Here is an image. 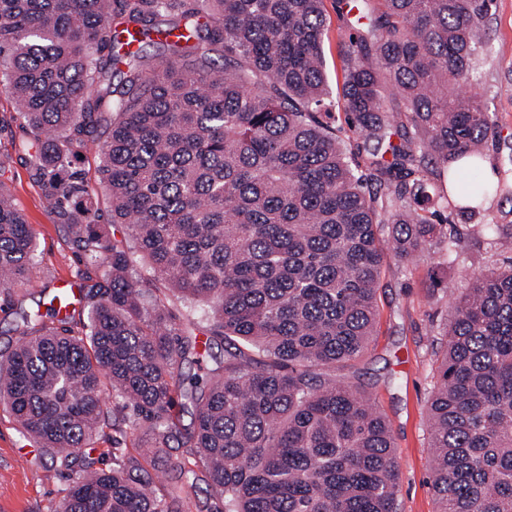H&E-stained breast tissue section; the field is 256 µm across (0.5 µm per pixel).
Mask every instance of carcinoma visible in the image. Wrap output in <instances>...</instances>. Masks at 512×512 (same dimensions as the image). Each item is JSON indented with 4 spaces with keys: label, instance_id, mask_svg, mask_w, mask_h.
I'll return each mask as SVG.
<instances>
[{
    "label": "carcinoma",
    "instance_id": "obj_1",
    "mask_svg": "<svg viewBox=\"0 0 512 512\" xmlns=\"http://www.w3.org/2000/svg\"><path fill=\"white\" fill-rule=\"evenodd\" d=\"M361 2L368 24L345 51L339 102L374 144L364 170L318 116L330 106L324 0H0V91L33 134L35 174L75 253L98 270L81 287L82 335L37 313L0 358V404L25 437L73 454L106 424L110 395L146 424L154 461L179 400L197 407L185 484L160 495L116 457L85 466L57 512H183L199 462L220 512H397L386 417L324 370L369 346L379 226L401 259L438 243L451 254L460 239L440 209L474 218L512 189V168L480 176L492 114L456 92L478 81L491 0ZM148 41L162 47L152 65ZM91 147L97 189L76 166ZM101 192L127 238L99 223ZM36 251L0 189L1 290L27 280ZM203 320L204 352L216 338L235 351L224 373L186 378ZM445 336L428 399L439 512H512L511 264L457 296Z\"/></svg>",
    "mask_w": 512,
    "mask_h": 512
}]
</instances>
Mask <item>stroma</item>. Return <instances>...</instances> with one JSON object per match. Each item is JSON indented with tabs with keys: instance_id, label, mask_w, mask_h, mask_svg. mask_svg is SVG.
Instances as JSON below:
<instances>
[{
	"instance_id": "1",
	"label": "stroma",
	"mask_w": 512,
	"mask_h": 512,
	"mask_svg": "<svg viewBox=\"0 0 512 512\" xmlns=\"http://www.w3.org/2000/svg\"><path fill=\"white\" fill-rule=\"evenodd\" d=\"M356 0H324L327 33L323 51L329 87L343 81V54L354 33ZM487 49L478 62L479 80L463 87L493 114L484 159L493 169L512 166V0H493L485 23ZM33 142L11 98L0 93V185L31 225L38 252L27 284L0 292V353L22 340L24 314H47L51 300L68 279L85 281L96 270L79 262L67 229L53 212L24 152ZM449 221L461 239L455 260L442 246L400 260L386 251L377 290L374 335L364 355L336 370L340 379L362 388L386 415L399 465L398 512H438L432 489L427 399L436 379L441 343L455 298L470 279L512 262V239L475 236L457 214ZM144 427L120 408L94 444L81 449L96 467H111L113 457H135L154 484L167 490L182 483L176 462L189 457L181 441L171 443L168 464L143 458ZM77 470L53 462L49 452L24 437L11 414L0 408V512H55Z\"/></svg>"
}]
</instances>
